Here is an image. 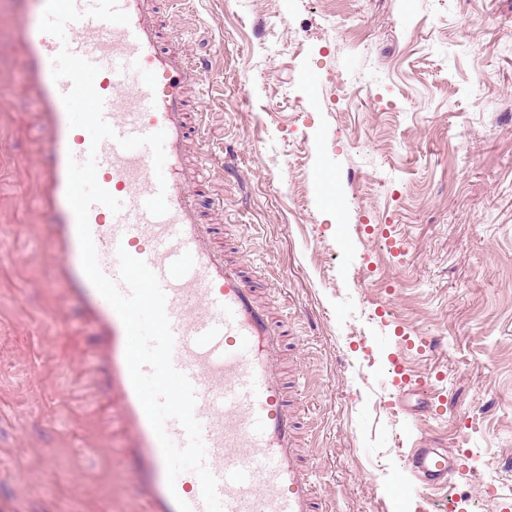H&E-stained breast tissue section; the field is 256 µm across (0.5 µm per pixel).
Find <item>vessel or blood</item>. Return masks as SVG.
Wrapping results in <instances>:
<instances>
[{
	"mask_svg": "<svg viewBox=\"0 0 512 512\" xmlns=\"http://www.w3.org/2000/svg\"><path fill=\"white\" fill-rule=\"evenodd\" d=\"M95 0H75L85 17L69 24L66 41L41 33L23 17L24 85L39 105L48 145L41 160L39 203L51 216L50 234L58 271L70 295L81 302L102 338L95 369L111 392L128 433L119 460L149 512H177L176 499L192 512H205L195 473L168 485L160 444L133 389L125 360V328L85 276L75 216L66 199L69 159L85 161L90 137L70 128L61 96L69 80L53 81L51 60L61 47L98 65L111 77L97 83L104 118L117 134L97 151L99 184L120 199L112 213L96 204L89 225L102 271L119 275L118 249L146 263L166 293L174 335L173 364L196 393L195 416L202 425L206 465L217 478L224 512H327L310 478V461L299 446V421L281 366L288 341L252 284L250 265L218 249L213 231L199 222L196 190L210 180L205 114L189 99V84L204 69L186 52L163 50L152 0H117L130 17L119 25L88 17ZM165 132L162 172H155L149 148L122 149L117 139ZM165 189L167 214L153 216L145 202ZM419 414L437 413L433 386L411 383ZM422 484L446 486L454 463L447 449L410 448L402 454Z\"/></svg>",
	"mask_w": 512,
	"mask_h": 512,
	"instance_id": "obj_1",
	"label": "vessel or blood"
}]
</instances>
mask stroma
I'll return each mask as SVG.
<instances>
[{"label":"stroma","mask_w":512,"mask_h":512,"mask_svg":"<svg viewBox=\"0 0 512 512\" xmlns=\"http://www.w3.org/2000/svg\"><path fill=\"white\" fill-rule=\"evenodd\" d=\"M0 0V512H145L100 341L57 282L47 135ZM204 57L200 188L293 326L300 418L329 512H501L512 500V0H159ZM399 357L444 416L397 402ZM462 450L420 488L401 452Z\"/></svg>","instance_id":"obj_1"}]
</instances>
